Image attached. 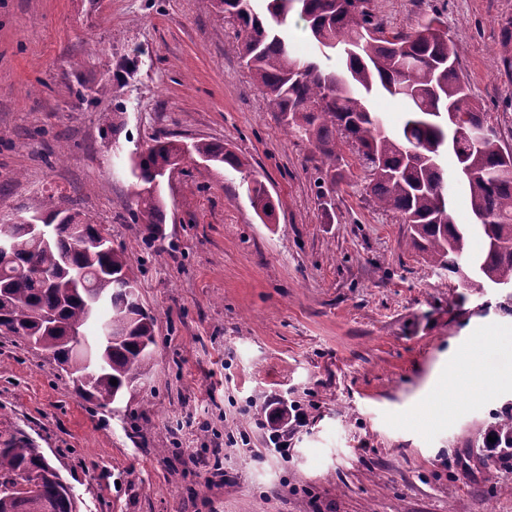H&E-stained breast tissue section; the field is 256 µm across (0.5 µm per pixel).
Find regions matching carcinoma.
I'll return each mask as SVG.
<instances>
[{
	"label": "carcinoma",
	"mask_w": 512,
	"mask_h": 512,
	"mask_svg": "<svg viewBox=\"0 0 512 512\" xmlns=\"http://www.w3.org/2000/svg\"><path fill=\"white\" fill-rule=\"evenodd\" d=\"M201 2L236 26L240 58L286 132L315 148L319 198L335 192L347 148L366 172L375 205L410 225L411 246L429 266L447 272L470 292L512 287V159L489 126L488 113L470 103L454 43L429 34L440 22L437 14L388 36L369 0ZM296 10L320 47H344L342 72L292 56L283 26ZM375 90L407 103L401 128L386 130L370 110L366 96ZM461 115L465 127L484 126L486 132L478 138L457 136ZM448 147L467 186L472 224L454 222L448 174L441 164ZM188 151L237 171L245 166L221 144L201 140L187 147L178 140L155 139L133 162L137 208L131 212L153 240L166 219L155 193L157 181L172 160ZM250 200L260 220L274 217L275 204L262 182L254 181ZM70 224L101 231L77 210L67 211L66 223L43 246L23 224H0V232L9 231V246L0 251V327L47 352L87 401L105 406L150 375L157 318L141 303L124 252L107 243L75 247ZM473 235L481 238L483 249L468 258L465 272L460 260ZM32 267L48 278L31 276ZM79 270L91 273L89 287L72 283ZM75 327L83 336L70 335ZM112 378L117 384L110 383ZM490 436L496 442H489ZM483 445L512 455V411L487 422ZM17 480L28 490L0 491V512H79L77 501L59 494L65 483L59 470L20 432L0 447V485Z\"/></svg>",
	"instance_id": "obj_1"
}]
</instances>
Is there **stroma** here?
<instances>
[{"instance_id":"stroma-1","label":"stroma","mask_w":512,"mask_h":512,"mask_svg":"<svg viewBox=\"0 0 512 512\" xmlns=\"http://www.w3.org/2000/svg\"><path fill=\"white\" fill-rule=\"evenodd\" d=\"M387 31L439 13L472 101L512 151V0H371ZM200 0H0V224L73 206L123 250L157 317L148 380L105 408L44 352L0 334V436L24 431L81 512H512V457L482 446L512 385L448 382L473 339L512 331L502 296L460 295L373 206L353 153L329 202L313 146L287 136ZM97 90L87 105L83 93ZM186 156L151 258L130 165L153 136ZM276 204L256 216L249 180ZM300 407L290 455L261 410ZM224 479H209L215 463Z\"/></svg>"}]
</instances>
